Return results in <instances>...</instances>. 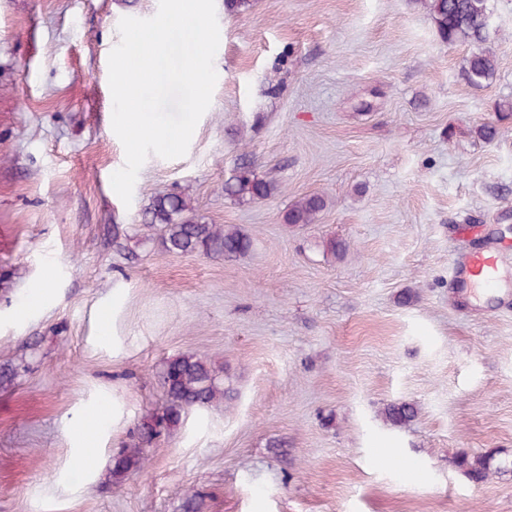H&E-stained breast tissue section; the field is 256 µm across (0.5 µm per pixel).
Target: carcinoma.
<instances>
[{"label": "carcinoma", "mask_w": 512, "mask_h": 512, "mask_svg": "<svg viewBox=\"0 0 512 512\" xmlns=\"http://www.w3.org/2000/svg\"><path fill=\"white\" fill-rule=\"evenodd\" d=\"M441 40L450 45H482L490 34L489 0H419ZM497 60L493 53L479 49L463 60L461 75L472 87H482L493 79ZM274 191L272 182L261 177L249 159H242L224 180L227 198L247 204L268 198ZM326 202L318 193L307 194L288 208L286 221L292 225L314 223ZM143 223L160 224L163 233L159 244L163 251L177 255L233 259L245 257L253 250V239L233 225L211 224L192 215L190 201L182 194L154 196L143 212ZM22 358L0 366V390L15 386L28 369ZM230 376L223 365H216L195 355H181L165 362L161 381L166 395L160 408L146 410L133 434L112 454L110 482L119 485L139 472L149 460L160 438L178 429L185 415L193 410L208 409L234 398ZM386 421L395 426L411 422L417 409L409 403L390 402L381 410ZM454 466L470 481L482 483L490 475L512 469V461L498 460L492 453L461 452ZM211 494L194 490L187 495L184 512H204Z\"/></svg>", "instance_id": "obj_1"}]
</instances>
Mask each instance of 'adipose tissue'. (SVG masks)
Masks as SVG:
<instances>
[{"instance_id":"ef3b65f1","label":"adipose tissue","mask_w":512,"mask_h":512,"mask_svg":"<svg viewBox=\"0 0 512 512\" xmlns=\"http://www.w3.org/2000/svg\"><path fill=\"white\" fill-rule=\"evenodd\" d=\"M124 404L120 398H113L111 407H104L97 400L83 403L72 415L64 417L61 428L70 444L69 456L75 466L81 469L86 482L97 479V456L103 434L109 427L127 425Z\"/></svg>"}]
</instances>
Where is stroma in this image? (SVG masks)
Returning <instances> with one entry per match:
<instances>
[{
	"mask_svg": "<svg viewBox=\"0 0 512 512\" xmlns=\"http://www.w3.org/2000/svg\"><path fill=\"white\" fill-rule=\"evenodd\" d=\"M484 88L460 68L417 0H215L218 80L185 156H150L131 205L110 177L108 56L122 17L158 0H0V364L30 371L0 391V512H180L208 485L214 512H512V472L473 483L461 451L512 460V253L498 287H454L458 252L512 244V0H490ZM495 124L498 136L474 130ZM276 188L239 205L240 156ZM184 190L197 213L250 235L224 261L163 252L141 213ZM320 193L303 227L289 205ZM132 225L130 261L112 227ZM346 244L342 258L326 240ZM33 317L12 318L34 289ZM109 325L133 337L113 359ZM195 354L230 371L236 397L189 413L139 473L80 494L60 422L120 395L132 415L162 400L163 363ZM419 413L386 423L384 404ZM324 197L318 193L307 194L288 208L287 224L304 225L314 223L317 216L325 209Z\"/></svg>",
	"mask_w": 512,
	"mask_h": 512,
	"instance_id": "1",
	"label": "stroma"
}]
</instances>
